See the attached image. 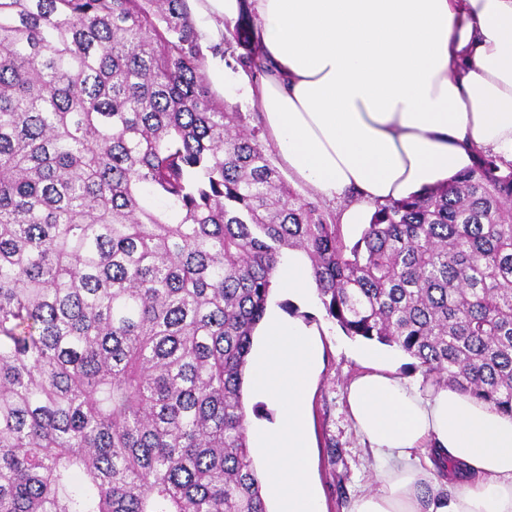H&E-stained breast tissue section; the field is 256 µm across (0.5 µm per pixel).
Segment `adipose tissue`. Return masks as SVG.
I'll use <instances>...</instances> for the list:
<instances>
[{
  "label": "adipose tissue",
  "mask_w": 512,
  "mask_h": 512,
  "mask_svg": "<svg viewBox=\"0 0 512 512\" xmlns=\"http://www.w3.org/2000/svg\"><path fill=\"white\" fill-rule=\"evenodd\" d=\"M201 42L250 5L269 69L241 87L282 163L320 196L385 204L471 169L479 152L512 163V0H195ZM280 288L316 286L299 253ZM350 383L356 432L378 461L350 512H512V416L458 389L419 391L377 348ZM431 456L459 464L452 493H424Z\"/></svg>",
  "instance_id": "ef3b65f1"
}]
</instances>
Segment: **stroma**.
I'll return each instance as SVG.
<instances>
[{
    "instance_id": "obj_1",
    "label": "stroma",
    "mask_w": 512,
    "mask_h": 512,
    "mask_svg": "<svg viewBox=\"0 0 512 512\" xmlns=\"http://www.w3.org/2000/svg\"><path fill=\"white\" fill-rule=\"evenodd\" d=\"M318 334L322 360L310 394V465L320 483L325 512H349L353 500L373 487L376 463L355 432L346 412L345 392L365 365L366 340L345 336L327 317L320 302L298 307Z\"/></svg>"
}]
</instances>
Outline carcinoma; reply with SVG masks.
<instances>
[{
    "instance_id": "carcinoma-1",
    "label": "carcinoma",
    "mask_w": 512,
    "mask_h": 512,
    "mask_svg": "<svg viewBox=\"0 0 512 512\" xmlns=\"http://www.w3.org/2000/svg\"><path fill=\"white\" fill-rule=\"evenodd\" d=\"M204 66L187 0H0V512H268L243 384L285 250L345 335L512 415V164L347 246Z\"/></svg>"
}]
</instances>
